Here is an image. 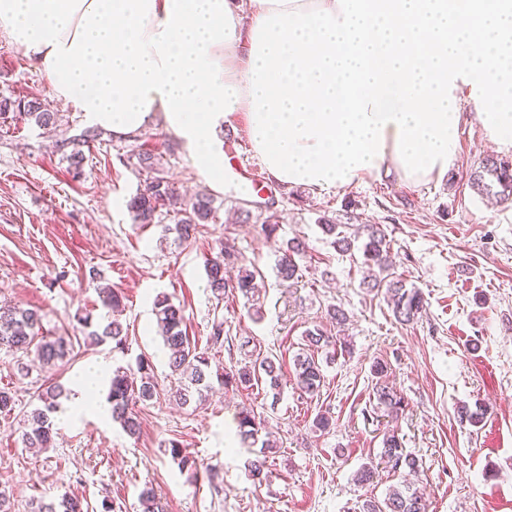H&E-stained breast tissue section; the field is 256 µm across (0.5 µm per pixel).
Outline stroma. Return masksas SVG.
Segmentation results:
<instances>
[{"instance_id":"obj_1","label":"stroma","mask_w":512,"mask_h":512,"mask_svg":"<svg viewBox=\"0 0 512 512\" xmlns=\"http://www.w3.org/2000/svg\"><path fill=\"white\" fill-rule=\"evenodd\" d=\"M34 95L58 112L61 125L51 137L18 114L0 117V301L37 310L45 334L72 337L73 350L67 363L51 368L0 350V389L16 401L12 413L0 414V489L10 494L11 512H31L32 501L66 492L89 512L107 504L112 512H141L147 486L162 493L168 512H362L365 499L383 500L403 481L380 459L383 435L394 426L420 461L412 480L429 512H512V201H491L469 180L484 158L512 160V150L495 151L468 122L458 161L443 178L412 185L370 177L318 194L285 186L264 168L239 114L223 130L224 154L234 162L215 193L217 220L200 225L187 245L162 238L158 226L133 224L126 207L140 181V153L157 155L180 193L208 188L182 140L159 124L126 138L105 130L91 141L81 176H73L54 141L83 137L88 124L0 34V97ZM254 181L276 201L280 239L306 246L296 258L298 283L278 282L260 220L241 221L234 211L236 199H255ZM322 217L345 223L358 242L364 225L384 229L395 273L425 299L414 322L398 323L383 294L363 287L361 255L335 250L318 226ZM220 242L262 275L260 313L243 297L219 300L208 288L204 262ZM102 281L124 296V355L74 334L75 314L99 307ZM163 294L184 307L187 334L212 365L234 370L255 354L279 359L288 382L280 400L265 385L237 391L217 383L202 403L178 405L154 314ZM331 305L348 313L344 326L332 324ZM217 322L224 325L220 346L209 341ZM314 327L336 346L321 361L324 384L311 398L291 380L302 336ZM141 354L153 365L159 393L136 406L138 435L88 412L59 424L54 448H24L22 418L38 391L53 382L71 386L89 362L110 369ZM377 361L407 402L395 423L375 407ZM461 402L485 403L492 412L481 426L464 424ZM243 406L272 428L275 446L258 478L247 468L250 449L235 438ZM320 413L332 415L330 432L313 428ZM171 440L202 460L198 474L173 463L165 452ZM366 464L374 477L357 484Z\"/></svg>"}]
</instances>
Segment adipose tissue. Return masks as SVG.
Masks as SVG:
<instances>
[{"mask_svg": "<svg viewBox=\"0 0 512 512\" xmlns=\"http://www.w3.org/2000/svg\"><path fill=\"white\" fill-rule=\"evenodd\" d=\"M248 4L0 0V33L89 122L117 137L162 123L218 188L238 112L267 171L317 192L443 176L470 119L512 149V0Z\"/></svg>", "mask_w": 512, "mask_h": 512, "instance_id": "1", "label": "adipose tissue"}]
</instances>
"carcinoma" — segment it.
<instances>
[{
    "label": "carcinoma",
    "instance_id": "obj_1",
    "mask_svg": "<svg viewBox=\"0 0 512 512\" xmlns=\"http://www.w3.org/2000/svg\"><path fill=\"white\" fill-rule=\"evenodd\" d=\"M16 110L42 130L57 127V117L39 97L12 101L0 99V116ZM89 140L62 139L59 150L63 159L69 164L73 174L82 173L86 159L83 147ZM136 165L139 173L145 175L143 184L137 187L127 201V209L135 224H157L161 226L163 237L174 233L182 243L196 237L198 226L216 221L217 208L215 199L208 190L195 193L189 199H183L174 186L160 173L159 159L150 153L137 156ZM471 184L486 195L509 199L512 197V163L503 159L490 157L482 166L470 175ZM267 216L263 221V231L274 242L276 277L281 283H289L298 278L299 266L294 255L300 253L303 244L298 239L286 242L277 239L279 220L277 212L266 207ZM173 218V223L164 220ZM323 232L334 237L333 246L341 252L353 248L351 237L341 230V225L329 218L318 221ZM367 238L361 251L363 265L371 269L376 267L384 277L371 275L363 279V286L371 290L385 289L384 295L392 309L395 319L401 324H409L417 319L424 308V297L418 288L407 286L406 282L389 274L392 266L390 248L385 232L376 224H368ZM205 271L208 288L216 297L240 294L252 298L257 292L255 271L242 264V258L234 250L222 245L206 258ZM102 307L118 311L122 307V294L111 285L97 286ZM155 315L160 328L164 347L168 351V365L171 373L177 377L173 397L183 405L205 398V392L211 388V361L207 352L192 344L187 336L185 310L180 305L170 302L165 295L154 301ZM80 331L96 345H112V351L123 353L128 349V335L122 323L108 316L93 320L92 312L75 315ZM39 316L32 309L17 304H0V348H6L24 356H35L46 365L64 362L70 351V343L63 337L40 336L36 332ZM330 344L329 337L319 328L306 331L303 344L294 356V385L303 393L313 396L323 385L322 366L315 351ZM372 372L377 378L373 388L377 407L384 409L393 419H398L404 411V397L385 381L386 366L377 361L372 365ZM265 383L274 395H279L283 388L281 369L275 360L265 357L237 370L224 372L220 383L224 387L248 390L258 383ZM157 394V382L154 380L153 368L147 358L136 360V367L118 366L112 370L106 402L110 405L112 421L131 435L139 431V422L133 408L139 403L153 400ZM63 389L49 386L37 396V404L23 417L24 430L22 441L26 448L46 450L55 445L57 432L54 428V414L61 406ZM488 408L478 405L472 410L466 404L458 407L460 420L476 426L484 421ZM262 431L261 422L256 420L252 411L242 408L237 414V436L240 444L258 441ZM381 456L393 471L406 470L415 473L419 469V460L406 452L402 446L398 430L392 428L383 437ZM166 451L177 461L183 471L197 473L199 462L192 453L175 441L169 442ZM142 512H167L163 500L154 488L145 487L140 493ZM363 512H428V505L423 497L409 485L395 487L389 491L383 501L369 499L362 505ZM33 512H88L83 502L71 495L64 494L56 500L45 502L39 500L33 506Z\"/></svg>",
    "mask_w": 512,
    "mask_h": 512
}]
</instances>
